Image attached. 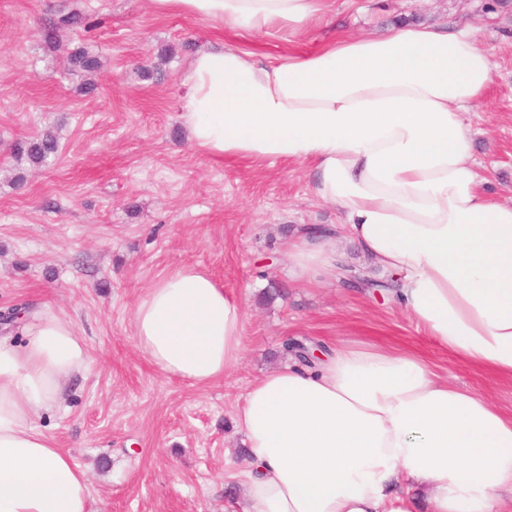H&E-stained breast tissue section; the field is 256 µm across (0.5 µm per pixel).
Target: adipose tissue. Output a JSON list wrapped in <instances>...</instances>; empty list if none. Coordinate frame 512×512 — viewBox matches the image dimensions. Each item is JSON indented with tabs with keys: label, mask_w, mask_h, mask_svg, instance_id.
<instances>
[{
	"label": "adipose tissue",
	"mask_w": 512,
	"mask_h": 512,
	"mask_svg": "<svg viewBox=\"0 0 512 512\" xmlns=\"http://www.w3.org/2000/svg\"><path fill=\"white\" fill-rule=\"evenodd\" d=\"M151 3L269 36L327 12V0ZM492 72L467 25L340 37L275 63L223 46L193 56L178 118L210 157L309 164L339 234L396 275L417 327L512 378V203L482 193L464 122ZM335 237L288 240L297 279L335 273ZM244 331L240 300L192 267L156 281L134 312L149 362L197 385L236 367ZM88 368L84 338L58 314L20 343L0 336V512H92L86 471L34 424ZM235 422L242 512H512V416L413 351L337 342L316 367L293 360L253 382Z\"/></svg>",
	"instance_id": "adipose-tissue-1"
}]
</instances>
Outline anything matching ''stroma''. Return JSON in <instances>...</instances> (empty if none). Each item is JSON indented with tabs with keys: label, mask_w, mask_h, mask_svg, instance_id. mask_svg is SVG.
Returning <instances> with one entry per match:
<instances>
[{
	"label": "stroma",
	"mask_w": 512,
	"mask_h": 512,
	"mask_svg": "<svg viewBox=\"0 0 512 512\" xmlns=\"http://www.w3.org/2000/svg\"><path fill=\"white\" fill-rule=\"evenodd\" d=\"M75 12L96 29L47 41L45 19ZM411 17L470 25L490 56L492 82L465 119L486 190L512 202V0H331L327 22L274 37L162 15L150 0H0V310L52 311L86 340L89 373L35 424L87 470L93 512H225V461L244 448L235 413L251 382L287 363L288 340L414 349L512 413V380L432 343L394 301L389 275L349 242L337 243L346 262L335 277L291 278L288 236L340 222L314 195L309 166L211 159L178 121L199 50L273 60ZM80 48L103 63L89 96L70 62ZM48 131L59 136L48 165L15 159V143ZM183 267L211 275L246 316L239 364L203 387L164 377L133 340L137 301Z\"/></svg>",
	"instance_id": "obj_1"
}]
</instances>
